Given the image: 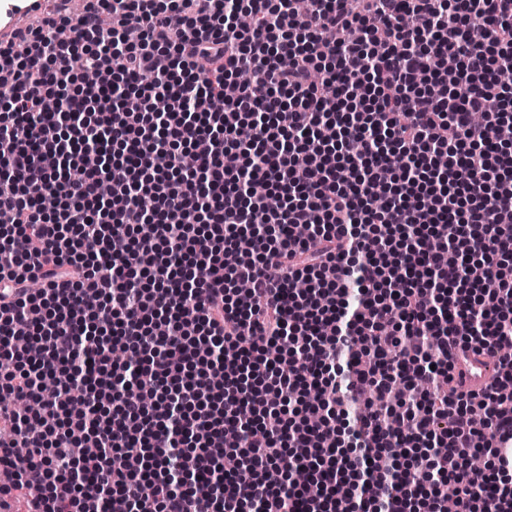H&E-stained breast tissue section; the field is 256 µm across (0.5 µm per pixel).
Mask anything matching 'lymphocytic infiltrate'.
Returning <instances> with one entry per match:
<instances>
[{"instance_id":"obj_1","label":"lymphocytic infiltrate","mask_w":512,"mask_h":512,"mask_svg":"<svg viewBox=\"0 0 512 512\" xmlns=\"http://www.w3.org/2000/svg\"><path fill=\"white\" fill-rule=\"evenodd\" d=\"M357 2L88 0L0 41V492L512 512V0ZM467 350L501 384L445 389Z\"/></svg>"}]
</instances>
